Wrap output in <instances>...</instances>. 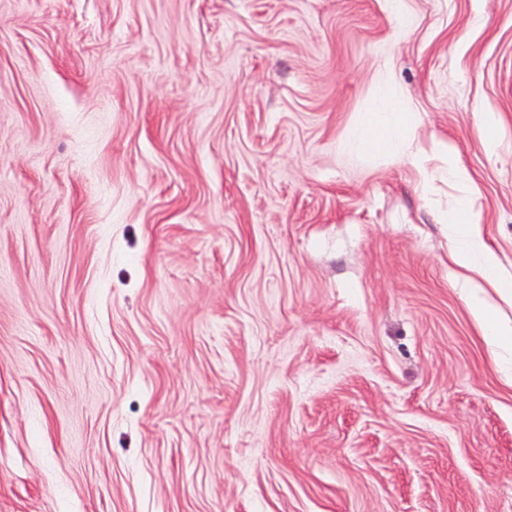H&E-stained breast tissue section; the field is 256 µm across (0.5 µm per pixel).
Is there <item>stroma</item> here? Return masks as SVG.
Masks as SVG:
<instances>
[{
  "instance_id": "stroma-1",
  "label": "stroma",
  "mask_w": 512,
  "mask_h": 512,
  "mask_svg": "<svg viewBox=\"0 0 512 512\" xmlns=\"http://www.w3.org/2000/svg\"><path fill=\"white\" fill-rule=\"evenodd\" d=\"M464 197L512 281V0H0V512H512ZM399 112L389 105L382 104L375 112H370L365 121L366 134L361 140L366 150H380L391 146L389 125L397 124ZM448 222L456 227L458 235L466 241L465 245L455 248L454 261L460 266L471 269L475 265V255L479 252L484 257L486 267L490 266L491 254L472 229L473 224H478V222L472 214V205L468 199H463L459 203L457 210L450 216Z\"/></svg>"
}]
</instances>
